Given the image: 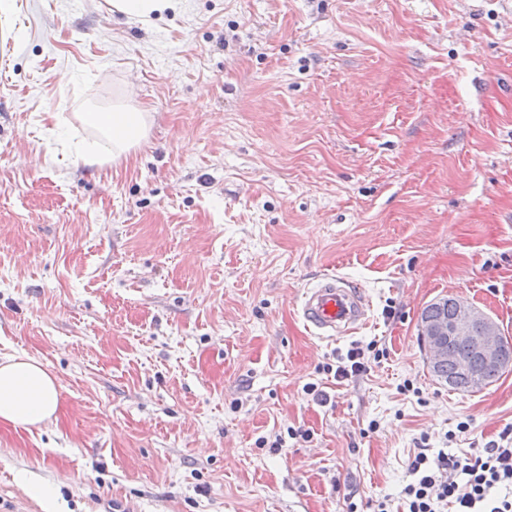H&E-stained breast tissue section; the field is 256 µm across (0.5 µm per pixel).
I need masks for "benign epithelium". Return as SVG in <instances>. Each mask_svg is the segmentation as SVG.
I'll use <instances>...</instances> for the list:
<instances>
[{"label": "benign epithelium", "instance_id": "obj_1", "mask_svg": "<svg viewBox=\"0 0 512 512\" xmlns=\"http://www.w3.org/2000/svg\"><path fill=\"white\" fill-rule=\"evenodd\" d=\"M420 331L429 349L428 364L432 371L448 357L449 343L471 337L476 342L475 354L457 358L456 364L460 371L470 374L479 364H507L499 323L464 298H454V313L449 319L442 315L421 319Z\"/></svg>", "mask_w": 512, "mask_h": 512}]
</instances>
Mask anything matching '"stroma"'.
<instances>
[{
  "label": "stroma",
  "instance_id": "1",
  "mask_svg": "<svg viewBox=\"0 0 512 512\" xmlns=\"http://www.w3.org/2000/svg\"><path fill=\"white\" fill-rule=\"evenodd\" d=\"M130 82L150 138L90 172L49 130L89 136L79 113ZM328 273L369 302L355 333L299 316ZM448 296L512 342V0H188L148 24L16 0L0 357L48 364L60 408L0 424V512H399L420 445L512 429V370L461 392L427 367L421 312Z\"/></svg>",
  "mask_w": 512,
  "mask_h": 512
}]
</instances>
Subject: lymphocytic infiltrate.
Wrapping results in <instances>:
<instances>
[{
    "label": "lymphocytic infiltrate",
    "instance_id": "obj_1",
    "mask_svg": "<svg viewBox=\"0 0 512 512\" xmlns=\"http://www.w3.org/2000/svg\"><path fill=\"white\" fill-rule=\"evenodd\" d=\"M405 512H512V430L478 455L418 453Z\"/></svg>",
    "mask_w": 512,
    "mask_h": 512
}]
</instances>
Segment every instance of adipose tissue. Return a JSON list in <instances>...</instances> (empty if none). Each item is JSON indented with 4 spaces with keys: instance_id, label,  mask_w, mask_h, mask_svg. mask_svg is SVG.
<instances>
[{
    "instance_id": "adipose-tissue-1",
    "label": "adipose tissue",
    "mask_w": 512,
    "mask_h": 512,
    "mask_svg": "<svg viewBox=\"0 0 512 512\" xmlns=\"http://www.w3.org/2000/svg\"><path fill=\"white\" fill-rule=\"evenodd\" d=\"M83 122L98 133L96 141L79 147L84 165L101 168L128 156L147 139L150 115L130 103L82 113ZM59 380L42 361L29 356L0 358V423L16 428H42L57 418Z\"/></svg>"
}]
</instances>
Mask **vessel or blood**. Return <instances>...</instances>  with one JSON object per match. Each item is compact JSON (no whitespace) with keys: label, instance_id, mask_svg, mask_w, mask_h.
I'll list each match as a JSON object with an SVG mask.
<instances>
[{"label":"vessel or blood","instance_id":"vessel-or-blood-1","mask_svg":"<svg viewBox=\"0 0 512 512\" xmlns=\"http://www.w3.org/2000/svg\"><path fill=\"white\" fill-rule=\"evenodd\" d=\"M299 312L310 330L325 337L352 333L366 321L363 300L339 277L306 289Z\"/></svg>","mask_w":512,"mask_h":512}]
</instances>
